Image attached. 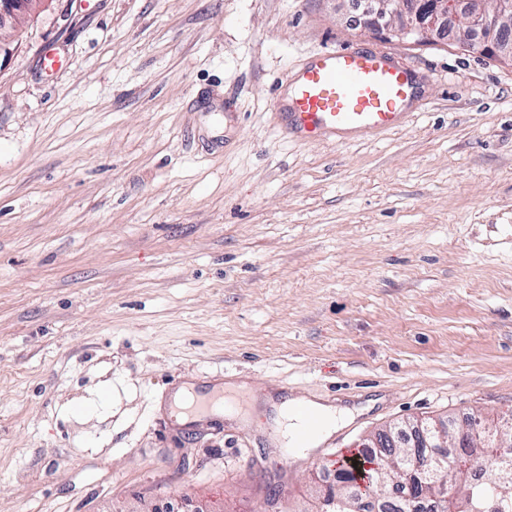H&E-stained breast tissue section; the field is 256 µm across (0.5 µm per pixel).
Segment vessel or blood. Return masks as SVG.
I'll return each mask as SVG.
<instances>
[{
    "instance_id": "vessel-or-blood-1",
    "label": "vessel or blood",
    "mask_w": 512,
    "mask_h": 512,
    "mask_svg": "<svg viewBox=\"0 0 512 512\" xmlns=\"http://www.w3.org/2000/svg\"><path fill=\"white\" fill-rule=\"evenodd\" d=\"M418 95L413 71L375 50L313 56L277 99L286 130L304 141H336L393 129Z\"/></svg>"
}]
</instances>
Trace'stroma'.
Segmentation results:
<instances>
[{
    "mask_svg": "<svg viewBox=\"0 0 512 512\" xmlns=\"http://www.w3.org/2000/svg\"><path fill=\"white\" fill-rule=\"evenodd\" d=\"M354 16L42 0L1 33L0 512H317L340 449L512 410V65ZM356 48L421 78L409 122L284 139L275 86ZM220 378L364 411L292 458L169 420Z\"/></svg>",
    "mask_w": 512,
    "mask_h": 512,
    "instance_id": "35a3bbf8",
    "label": "stroma"
}]
</instances>
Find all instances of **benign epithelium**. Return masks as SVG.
I'll list each match as a JSON object with an SVG mask.
<instances>
[{
	"instance_id": "obj_1",
	"label": "benign epithelium",
	"mask_w": 512,
	"mask_h": 512,
	"mask_svg": "<svg viewBox=\"0 0 512 512\" xmlns=\"http://www.w3.org/2000/svg\"><path fill=\"white\" fill-rule=\"evenodd\" d=\"M34 6V0H0V52L6 50L3 31L17 23ZM453 20L467 27L477 36L469 43L471 49L494 56L497 61L512 64V0H493V7L485 6V0H363L355 28L363 34L380 39H399L415 44L438 41L447 32L446 22ZM437 436L447 438L446 429L440 423L415 422L405 430H386L374 435L362 444L368 455L381 458L392 449L400 447L405 438L426 440ZM336 473L341 481L327 486L324 493L336 496L353 485L358 494L365 493L362 481L351 479L343 463H338ZM381 492L389 500L405 499L411 495L410 484L395 480L378 482Z\"/></svg>"
}]
</instances>
